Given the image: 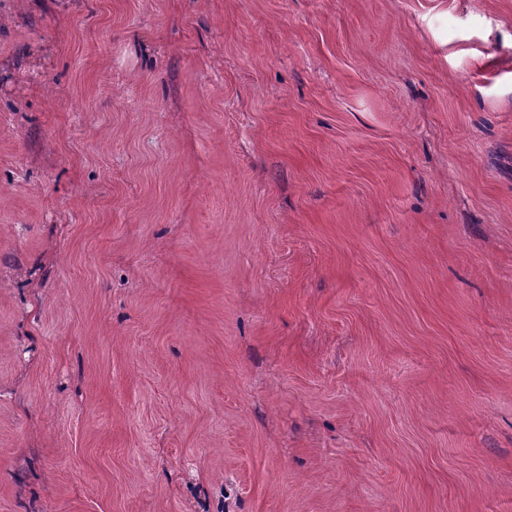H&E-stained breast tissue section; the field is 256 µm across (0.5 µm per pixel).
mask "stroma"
<instances>
[{
	"label": "stroma",
	"mask_w": 512,
	"mask_h": 512,
	"mask_svg": "<svg viewBox=\"0 0 512 512\" xmlns=\"http://www.w3.org/2000/svg\"><path fill=\"white\" fill-rule=\"evenodd\" d=\"M0 512H512V0H0Z\"/></svg>",
	"instance_id": "35a3bbf8"
}]
</instances>
